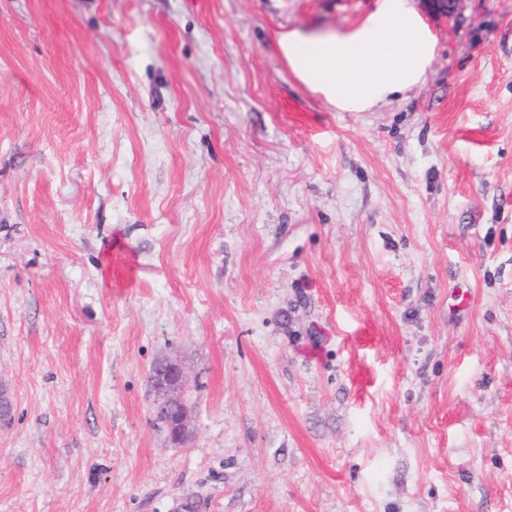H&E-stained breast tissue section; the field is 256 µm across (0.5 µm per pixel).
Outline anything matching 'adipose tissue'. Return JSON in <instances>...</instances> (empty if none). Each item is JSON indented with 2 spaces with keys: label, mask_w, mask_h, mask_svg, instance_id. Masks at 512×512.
<instances>
[{
  "label": "adipose tissue",
  "mask_w": 512,
  "mask_h": 512,
  "mask_svg": "<svg viewBox=\"0 0 512 512\" xmlns=\"http://www.w3.org/2000/svg\"><path fill=\"white\" fill-rule=\"evenodd\" d=\"M298 78L340 110L365 111L422 82L436 39L409 0H379L354 31L332 36L280 34Z\"/></svg>",
  "instance_id": "obj_1"
}]
</instances>
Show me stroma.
Returning a JSON list of instances; mask_svg holds the SVG:
<instances>
[{
  "label": "stroma",
  "mask_w": 512,
  "mask_h": 512,
  "mask_svg": "<svg viewBox=\"0 0 512 512\" xmlns=\"http://www.w3.org/2000/svg\"><path fill=\"white\" fill-rule=\"evenodd\" d=\"M411 2L339 112L278 38L377 0H0V512H512V0ZM165 369V375L154 383L156 395L155 406L166 407L167 411L171 405L178 402L180 410L178 415L169 422L161 414H155L156 421L162 423L169 429L170 439L176 445L184 444L190 437L191 415L187 405L183 402L181 392L188 381V374L185 366L174 355H164L158 359Z\"/></svg>",
  "instance_id": "35a3bbf8"
}]
</instances>
